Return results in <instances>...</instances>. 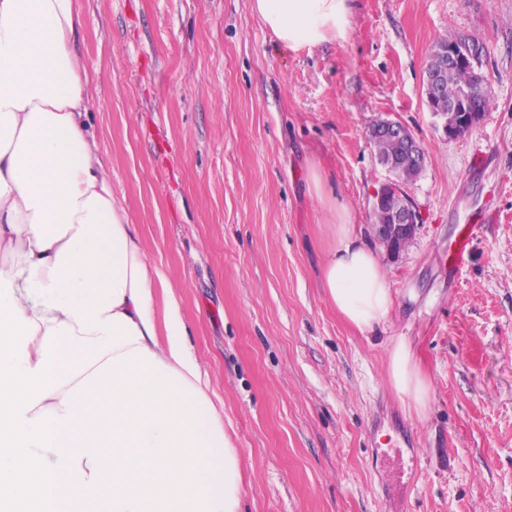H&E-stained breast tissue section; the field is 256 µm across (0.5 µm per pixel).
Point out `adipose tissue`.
I'll use <instances>...</instances> for the list:
<instances>
[{"label":"adipose tissue","mask_w":512,"mask_h":512,"mask_svg":"<svg viewBox=\"0 0 512 512\" xmlns=\"http://www.w3.org/2000/svg\"><path fill=\"white\" fill-rule=\"evenodd\" d=\"M292 50L345 39L352 0H251ZM75 0H0V505L7 512H241L224 432L181 305L153 269L86 117ZM331 306L372 332L394 298L338 211L322 267ZM393 391L423 415L406 341Z\"/></svg>","instance_id":"obj_1"}]
</instances>
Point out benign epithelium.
Listing matches in <instances>:
<instances>
[{"label": "benign epithelium", "instance_id": "benign-epithelium-1", "mask_svg": "<svg viewBox=\"0 0 512 512\" xmlns=\"http://www.w3.org/2000/svg\"><path fill=\"white\" fill-rule=\"evenodd\" d=\"M440 68L425 71L424 88L427 106L435 122L441 127L448 139L459 136L458 127L473 129L480 120L481 112L471 109L470 100L476 95L487 93L485 79L476 82L468 94L461 100L445 103L441 98L443 72L450 67H465L484 54L483 45L474 38H465L463 42H453L438 47ZM369 137H384L400 145V153L409 168L419 172L425 162V154L420 142L411 130L397 120L385 119L375 122L369 129ZM383 167L393 179L382 186L374 196L373 208L384 209L389 222L375 227L377 240L391 254H398L406 248L414 237L419 215L412 202L399 187L400 181L409 177L398 171L395 161L383 163Z\"/></svg>", "mask_w": 512, "mask_h": 512}]
</instances>
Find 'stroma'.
Listing matches in <instances>:
<instances>
[{"mask_svg": "<svg viewBox=\"0 0 512 512\" xmlns=\"http://www.w3.org/2000/svg\"><path fill=\"white\" fill-rule=\"evenodd\" d=\"M77 4L87 123L181 302L239 450L242 512H512V0H353L345 39L297 51L250 0ZM449 30L483 44L494 99L455 139L424 91ZM387 117L425 153L405 187L420 223L399 255L380 251L395 309L363 333L322 288L325 228L340 204L373 238L390 175L368 129ZM402 339L431 384L420 419L387 382ZM491 221V216L481 215L479 218L469 221V223L466 224L464 234L456 241L450 253L449 269L454 276L468 264L471 253V243L476 237L481 224H488Z\"/></svg>", "mask_w": 512, "mask_h": 512, "instance_id": "1", "label": "stroma"}]
</instances>
